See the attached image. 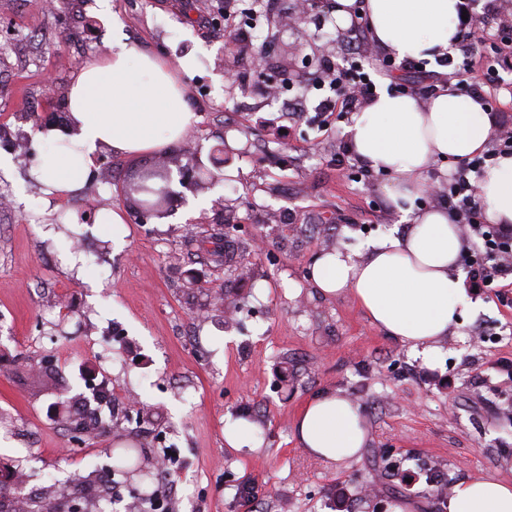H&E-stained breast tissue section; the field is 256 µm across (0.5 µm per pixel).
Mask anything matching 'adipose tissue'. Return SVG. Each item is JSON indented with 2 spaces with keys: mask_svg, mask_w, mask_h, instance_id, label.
<instances>
[{
  "mask_svg": "<svg viewBox=\"0 0 512 512\" xmlns=\"http://www.w3.org/2000/svg\"><path fill=\"white\" fill-rule=\"evenodd\" d=\"M458 0H365L371 40L398 59L448 53L457 33ZM66 132L42 133L54 149L34 175L59 199L78 189L104 147L139 155L179 142L189 111L174 67L114 38L106 56L88 61L72 83ZM496 120L482 100L447 84L423 102L379 89L348 127L358 159L392 175L391 200L413 201L429 189L426 173L438 161H462L487 150ZM477 200L493 224H512V155L499 157L476 182ZM464 242L452 214L429 209L407 217L401 235L367 243L363 252L338 248L317 255L311 280L324 295L352 294L386 336L431 359L458 312L474 308L459 257ZM299 447L336 461L366 444L357 404L325 391L306 402L295 421ZM445 512H512V485L493 480L455 484Z\"/></svg>",
  "mask_w": 512,
  "mask_h": 512,
  "instance_id": "adipose-tissue-1",
  "label": "adipose tissue"
}]
</instances>
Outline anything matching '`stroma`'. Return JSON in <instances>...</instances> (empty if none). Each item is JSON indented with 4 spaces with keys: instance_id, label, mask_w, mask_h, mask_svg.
I'll return each instance as SVG.
<instances>
[{
    "instance_id": "35a3bbf8",
    "label": "stroma",
    "mask_w": 512,
    "mask_h": 512,
    "mask_svg": "<svg viewBox=\"0 0 512 512\" xmlns=\"http://www.w3.org/2000/svg\"><path fill=\"white\" fill-rule=\"evenodd\" d=\"M0 0V124L17 127L24 150L0 144V462L24 469L36 490L98 470L116 481L102 512H141L152 476L112 472L109 454L129 439L148 459L163 435L181 464L167 485L173 512H249L239 485L258 489L256 512H372L385 503L442 512L424 482L402 474L437 465L450 483H512V291L488 288L453 335L424 359L372 325L352 294L322 295L310 281L328 248L358 252L401 234V214L383 191V171L363 175L347 152L350 116L312 125L330 95L314 74L347 56L349 31L326 9L296 0ZM171 62L196 121L167 155L215 183L172 181L165 217L139 222L130 190L153 154L102 152L82 196L43 203L31 178L47 150L41 122L66 125V100L85 62L105 54L114 31ZM236 43L225 48L226 32ZM266 52L274 90L253 74ZM235 70L236 81L224 78ZM304 96L307 111L286 112ZM125 223L97 221L101 209ZM226 234L251 272L210 260L202 247ZM235 307L233 326L209 318L212 293ZM112 361L101 365L102 346ZM52 361L72 393L107 370L112 399L134 420L95 442L61 427L64 397L35 388L30 369ZM358 405L368 444L328 461L299 448L295 420L327 391ZM245 420L253 434L228 447L224 428Z\"/></svg>"
}]
</instances>
